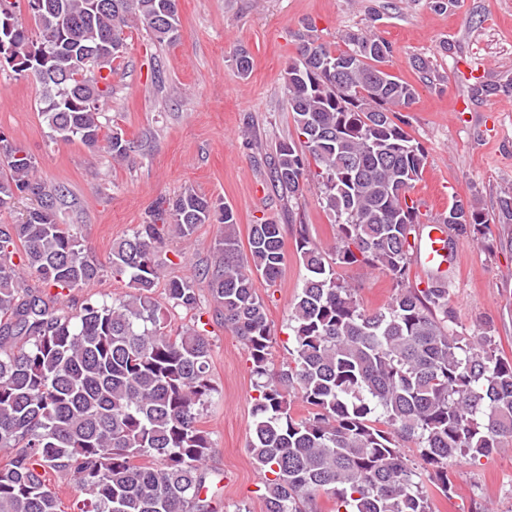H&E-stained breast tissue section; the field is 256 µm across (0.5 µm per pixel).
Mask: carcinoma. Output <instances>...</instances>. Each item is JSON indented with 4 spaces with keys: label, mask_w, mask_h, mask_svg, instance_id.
I'll return each mask as SVG.
<instances>
[{
    "label": "carcinoma",
    "mask_w": 512,
    "mask_h": 512,
    "mask_svg": "<svg viewBox=\"0 0 512 512\" xmlns=\"http://www.w3.org/2000/svg\"><path fill=\"white\" fill-rule=\"evenodd\" d=\"M177 2L28 0L32 37L4 15L16 2L0 0V37L41 68L31 80L51 139L77 140L115 161L128 155L121 129L104 132L111 74L93 70L90 58L109 43L112 59L121 58L133 21L160 44L176 42ZM299 38L284 76L297 139L276 145L271 177L290 198L316 186L338 246L330 256L304 230L296 240L307 274L289 315L286 366L274 367L272 326L255 288V277L272 285L288 264L280 225H251L245 252L224 207L215 264L201 273L224 329L250 357L258 395L248 452L263 474L265 512H317L324 497L336 512H432L425 482L447 494L454 462L474 464L512 445V360L489 330L457 332L444 271L422 289L408 284L420 248L410 191L428 154L393 119L416 90L378 66L389 43L347 32L334 50L310 23ZM25 196L38 207L0 224V451L9 453L0 512H65L52 472L85 495L72 500L74 512H215L204 468L214 447L202 426L214 392L212 343L195 282L163 278L158 260L169 237L189 241L210 223L211 202L190 187L160 198L102 263L59 223L63 187L37 176L34 158L0 132V210ZM438 223L478 243L489 230L472 201H456ZM352 266L392 276L387 304L361 307L337 272ZM107 267L132 288L111 302L92 292ZM30 277L56 289L53 299ZM73 291L83 292L74 309L64 305ZM177 308L194 321L174 330ZM293 395L306 415L290 413ZM411 444L425 477L407 463Z\"/></svg>",
    "instance_id": "obj_1"
}]
</instances>
